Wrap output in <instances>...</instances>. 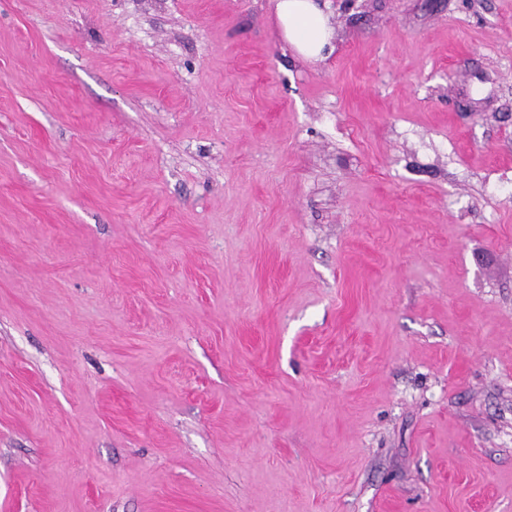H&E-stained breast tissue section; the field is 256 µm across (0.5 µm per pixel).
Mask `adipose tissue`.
Masks as SVG:
<instances>
[{"label":"adipose tissue","instance_id":"adipose-tissue-1","mask_svg":"<svg viewBox=\"0 0 512 512\" xmlns=\"http://www.w3.org/2000/svg\"><path fill=\"white\" fill-rule=\"evenodd\" d=\"M276 16L283 39L303 58L320 57L332 40L317 0H276Z\"/></svg>","mask_w":512,"mask_h":512}]
</instances>
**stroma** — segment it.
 Instances as JSON below:
<instances>
[{"mask_svg": "<svg viewBox=\"0 0 512 512\" xmlns=\"http://www.w3.org/2000/svg\"><path fill=\"white\" fill-rule=\"evenodd\" d=\"M0 0V512H512V0ZM283 39L305 59H316L330 44L333 31L317 0H275Z\"/></svg>", "mask_w": 512, "mask_h": 512, "instance_id": "stroma-1", "label": "stroma"}]
</instances>
